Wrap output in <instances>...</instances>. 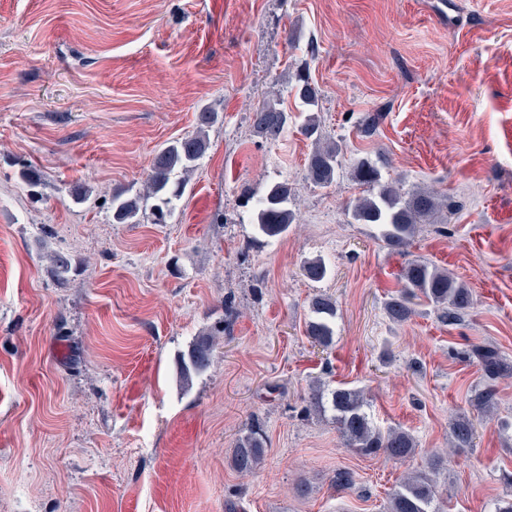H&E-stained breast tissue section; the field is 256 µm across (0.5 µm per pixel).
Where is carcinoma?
Returning a JSON list of instances; mask_svg holds the SVG:
<instances>
[{
  "label": "carcinoma",
  "mask_w": 512,
  "mask_h": 512,
  "mask_svg": "<svg viewBox=\"0 0 512 512\" xmlns=\"http://www.w3.org/2000/svg\"><path fill=\"white\" fill-rule=\"evenodd\" d=\"M297 95L309 114L301 126V133L312 138L316 147L307 159L306 177L315 186L327 187L336 178L341 167V147L334 142H321L320 124L313 109L318 106V91L308 81L298 86ZM218 118L212 107H203L198 114L196 133L167 143L160 148L152 161L143 190L130 193L118 191L112 194V222L138 224L140 219L154 217L160 224L171 213V204L178 200L186 187L185 175L191 173L208 149L206 128ZM288 112L276 103L266 102L252 115L255 132L271 141L279 139L288 127ZM353 174L359 184L367 187L366 194L355 199L348 209L353 224H369L378 231V239L391 251L408 246L417 226L430 223L440 207V198L430 190L403 193L399 188L383 181L378 167L361 159L354 163ZM291 188L286 182L268 186L253 208L254 222L259 233L267 238H280L295 223V212L290 208ZM306 277L315 282L324 280L329 267L324 259L315 258L303 267ZM402 286L396 295L386 302L388 317L394 322H405L414 314V300L424 299L442 310L443 316L452 322L472 302V293L447 269L425 260L408 263L401 274ZM311 319L306 333L312 342L327 348L335 336L336 304L331 298L316 295L310 301ZM215 350V339L203 335L189 346L180 357V379L188 383L192 375L208 369ZM481 364L486 377L491 380L474 398V405L484 413L495 407L492 381L504 373H512V367L504 363L499 351L490 346H475L471 350ZM310 408L317 414L332 412L336 430L344 444L360 455L370 456L383 452L389 458L405 461L416 452L414 438L401 429L382 431L374 426L365 411V400L357 390L345 387L313 389L309 397ZM451 435L459 448L471 446L474 424L466 416L456 418L450 424ZM264 431L252 426L235 443L231 465L240 473H248L263 460L266 452ZM440 460H429L428 471L413 472L394 486L387 496L386 512H439L438 490L434 476L439 473Z\"/></svg>",
  "instance_id": "cac0c4a2"
}]
</instances>
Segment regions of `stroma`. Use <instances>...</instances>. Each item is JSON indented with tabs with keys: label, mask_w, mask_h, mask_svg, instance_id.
Returning a JSON list of instances; mask_svg holds the SVG:
<instances>
[{
	"label": "stroma",
	"mask_w": 512,
	"mask_h": 512,
	"mask_svg": "<svg viewBox=\"0 0 512 512\" xmlns=\"http://www.w3.org/2000/svg\"><path fill=\"white\" fill-rule=\"evenodd\" d=\"M302 74L346 159L440 194L405 251L351 223L349 169L306 180ZM268 101L293 115L275 142L251 127ZM209 105V148L167 223H113V192L141 188ZM279 181L297 222L267 239L245 201ZM317 257L330 273L314 282ZM416 259L470 288L456 322L424 303L387 317ZM317 294L336 302L326 349L305 332ZM215 330L210 367L182 384L180 355ZM476 344L512 362V0H0V512H385L436 454L444 512H492L512 496V374L473 447L449 428L475 414ZM319 382L360 390L415 456L347 448L308 410ZM255 424L266 454L242 474L230 457Z\"/></svg>",
	"instance_id": "stroma-1"
}]
</instances>
